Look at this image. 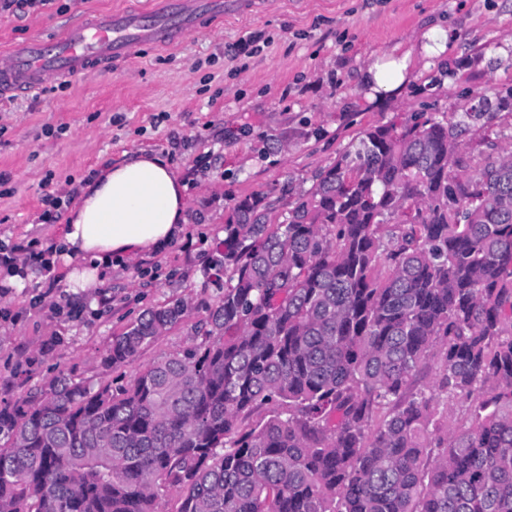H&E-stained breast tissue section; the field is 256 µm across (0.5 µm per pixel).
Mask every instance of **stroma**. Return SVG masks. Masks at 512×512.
Masks as SVG:
<instances>
[{
  "label": "stroma",
  "mask_w": 512,
  "mask_h": 512,
  "mask_svg": "<svg viewBox=\"0 0 512 512\" xmlns=\"http://www.w3.org/2000/svg\"><path fill=\"white\" fill-rule=\"evenodd\" d=\"M59 9L0 14V48L52 37L83 13L144 7L149 0H58ZM446 30L444 53L423 36ZM248 31L268 44L254 56L230 48ZM406 60L393 92L366 95L370 66ZM512 88V0H241L218 29L169 51L134 58L0 105V255L17 244L52 250L54 278L38 270L0 279V401L59 372L97 383L114 334L148 307L184 300L188 312L121 369L132 379L193 341L217 295L206 268L234 201L263 194L285 212L283 189L309 188L369 126L427 112L467 120L460 141L476 158L512 150V109L478 118L479 98ZM146 151L183 180L186 217L161 252L108 268L100 287L74 292L57 249L70 203L50 200L91 173Z\"/></svg>",
  "instance_id": "35a3bbf8"
}]
</instances>
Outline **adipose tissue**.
<instances>
[{
  "mask_svg": "<svg viewBox=\"0 0 512 512\" xmlns=\"http://www.w3.org/2000/svg\"><path fill=\"white\" fill-rule=\"evenodd\" d=\"M185 190L166 160L146 152L101 172L83 189L63 229L67 256L93 261L71 271L70 282L97 287L99 268L112 257H135L170 242L186 221Z\"/></svg>",
  "mask_w": 512,
  "mask_h": 512,
  "instance_id": "1",
  "label": "adipose tissue"
}]
</instances>
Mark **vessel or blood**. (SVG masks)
Returning a JSON list of instances; mask_svg holds the SVG:
<instances>
[{
  "label": "vessel or blood",
  "instance_id": "obj_1",
  "mask_svg": "<svg viewBox=\"0 0 512 512\" xmlns=\"http://www.w3.org/2000/svg\"><path fill=\"white\" fill-rule=\"evenodd\" d=\"M223 18L224 0H152L142 10L98 13L68 24L57 36L0 49V103L39 91L51 80L91 75L130 58L144 44L175 46L203 20Z\"/></svg>",
  "mask_w": 512,
  "mask_h": 512
}]
</instances>
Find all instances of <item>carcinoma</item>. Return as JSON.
<instances>
[{"label":"carcinoma","mask_w":512,"mask_h":512,"mask_svg":"<svg viewBox=\"0 0 512 512\" xmlns=\"http://www.w3.org/2000/svg\"><path fill=\"white\" fill-rule=\"evenodd\" d=\"M459 126L368 128L281 222L236 200L188 348L0 402V512H512V155L463 157Z\"/></svg>","instance_id":"cac0c4a2"}]
</instances>
